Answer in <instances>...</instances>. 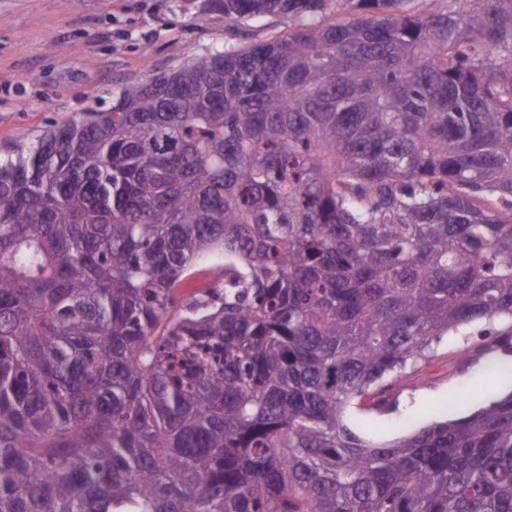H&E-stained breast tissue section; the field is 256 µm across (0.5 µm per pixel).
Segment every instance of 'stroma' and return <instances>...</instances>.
<instances>
[{
  "label": "stroma",
  "instance_id": "1",
  "mask_svg": "<svg viewBox=\"0 0 512 512\" xmlns=\"http://www.w3.org/2000/svg\"><path fill=\"white\" fill-rule=\"evenodd\" d=\"M288 31L283 16L238 21L208 0H0V157L44 131L109 108L119 91L213 49L269 42ZM489 329L480 321L445 338L426 363L396 382L389 408L346 414L360 436L390 440L470 413L480 389L512 384V355L495 348L458 362Z\"/></svg>",
  "mask_w": 512,
  "mask_h": 512
}]
</instances>
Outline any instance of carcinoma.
I'll use <instances>...</instances> for the list:
<instances>
[{
	"instance_id": "obj_1",
	"label": "carcinoma",
	"mask_w": 512,
	"mask_h": 512,
	"mask_svg": "<svg viewBox=\"0 0 512 512\" xmlns=\"http://www.w3.org/2000/svg\"><path fill=\"white\" fill-rule=\"evenodd\" d=\"M359 2L209 0L288 34L0 161V512H512V396L344 423L460 326L512 351V0Z\"/></svg>"
}]
</instances>
